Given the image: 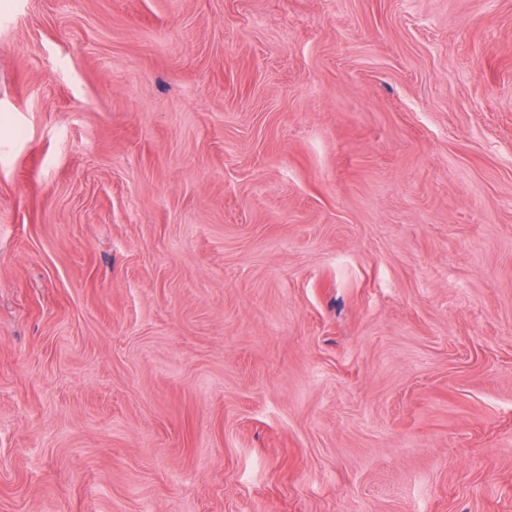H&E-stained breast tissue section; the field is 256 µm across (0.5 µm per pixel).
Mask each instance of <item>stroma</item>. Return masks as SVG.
Here are the masks:
<instances>
[{
    "instance_id": "1",
    "label": "stroma",
    "mask_w": 512,
    "mask_h": 512,
    "mask_svg": "<svg viewBox=\"0 0 512 512\" xmlns=\"http://www.w3.org/2000/svg\"><path fill=\"white\" fill-rule=\"evenodd\" d=\"M0 512H512V0H0Z\"/></svg>"
}]
</instances>
